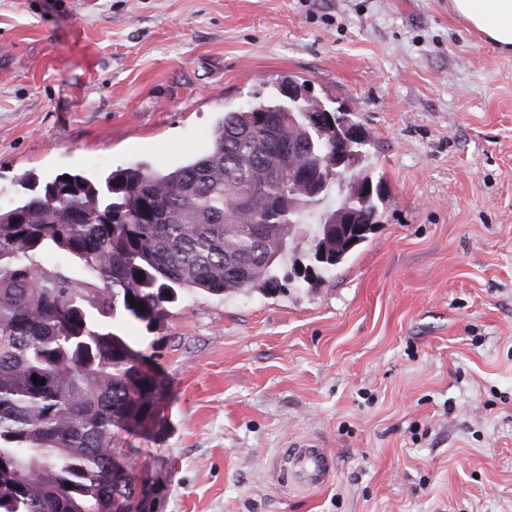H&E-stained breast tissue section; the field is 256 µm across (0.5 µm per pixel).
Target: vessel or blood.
I'll return each mask as SVG.
<instances>
[{
	"mask_svg": "<svg viewBox=\"0 0 512 512\" xmlns=\"http://www.w3.org/2000/svg\"><path fill=\"white\" fill-rule=\"evenodd\" d=\"M273 471L279 486L288 492L308 494L328 483L332 462L316 441L303 440L278 452L273 459Z\"/></svg>",
	"mask_w": 512,
	"mask_h": 512,
	"instance_id": "obj_1",
	"label": "vessel or blood"
}]
</instances>
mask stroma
<instances>
[{
	"label": "stroma",
	"instance_id": "obj_1",
	"mask_svg": "<svg viewBox=\"0 0 512 512\" xmlns=\"http://www.w3.org/2000/svg\"><path fill=\"white\" fill-rule=\"evenodd\" d=\"M288 76L368 130L377 231L317 287L122 325L170 393L135 471L161 512H512V54L448 0H0V209L178 167ZM306 438L333 475L297 497L268 463Z\"/></svg>",
	"mask_w": 512,
	"mask_h": 512
}]
</instances>
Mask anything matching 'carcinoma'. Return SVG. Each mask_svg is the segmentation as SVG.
I'll return each mask as SVG.
<instances>
[{"instance_id":"1","label":"carcinoma","mask_w":512,"mask_h":512,"mask_svg":"<svg viewBox=\"0 0 512 512\" xmlns=\"http://www.w3.org/2000/svg\"><path fill=\"white\" fill-rule=\"evenodd\" d=\"M331 115L318 129L290 120L278 92L225 112L212 148L173 170L20 181L23 198L0 211V512H112L136 496L140 449L122 434L153 423L169 393L115 328L160 327L182 295L280 291L307 216L319 217L309 265L291 271L310 288L369 240L387 188L368 132L351 139L354 114ZM338 139L343 178L371 186L344 199L368 223L340 229L329 201L298 189Z\"/></svg>"}]
</instances>
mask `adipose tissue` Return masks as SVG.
Listing matches in <instances>:
<instances>
[{
  "instance_id": "adipose-tissue-1",
  "label": "adipose tissue",
  "mask_w": 512,
  "mask_h": 512,
  "mask_svg": "<svg viewBox=\"0 0 512 512\" xmlns=\"http://www.w3.org/2000/svg\"><path fill=\"white\" fill-rule=\"evenodd\" d=\"M450 8L486 43L512 52V0H450Z\"/></svg>"
}]
</instances>
